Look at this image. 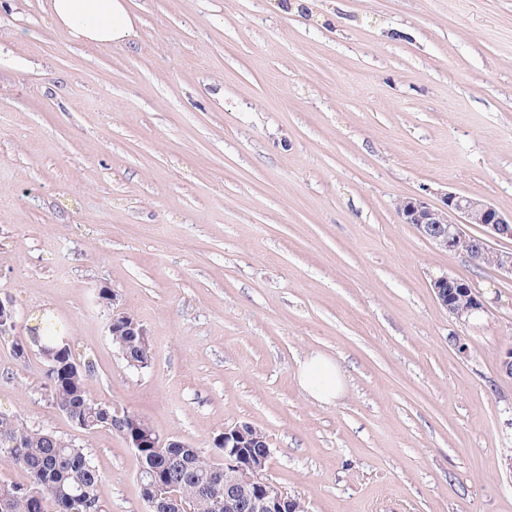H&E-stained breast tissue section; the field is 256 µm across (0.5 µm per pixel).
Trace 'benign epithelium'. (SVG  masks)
Segmentation results:
<instances>
[{"mask_svg": "<svg viewBox=\"0 0 512 512\" xmlns=\"http://www.w3.org/2000/svg\"><path fill=\"white\" fill-rule=\"evenodd\" d=\"M401 223L412 225L418 234L439 249L450 254H465L485 260L497 271L512 277V251L493 247V240H512V214L499 211L491 202L468 194L447 192L435 205L422 195L406 197L396 204ZM466 224L482 227L479 235L464 229ZM439 305L456 318H468L485 309L483 300L472 286L459 276L443 274L431 281ZM104 304L111 309L112 332L121 336L148 335L147 329L119 304L117 293L109 290ZM132 428L144 437L129 442L132 448L153 444L152 429L140 416L128 417ZM247 426L238 424L224 428L214 438V444L224 448V470H234L243 476L239 486L224 485L221 512H286L291 503L288 493L267 477L264 460L253 459L246 451Z\"/></svg>", "mask_w": 512, "mask_h": 512, "instance_id": "1", "label": "benign epithelium"}]
</instances>
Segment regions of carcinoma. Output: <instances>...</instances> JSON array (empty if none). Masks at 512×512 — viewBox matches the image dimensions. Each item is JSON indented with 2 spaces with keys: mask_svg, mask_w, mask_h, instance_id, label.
Listing matches in <instances>:
<instances>
[{
  "mask_svg": "<svg viewBox=\"0 0 512 512\" xmlns=\"http://www.w3.org/2000/svg\"><path fill=\"white\" fill-rule=\"evenodd\" d=\"M27 347L45 362L48 400L76 426H112L123 418L112 406L92 396L94 366L84 356L60 349L54 329L34 332ZM121 359L132 368L151 365V346L129 336H111ZM142 496L156 512H217L224 501V481L240 475L224 472L198 448H136ZM0 457L26 475L23 483L0 479V512H105L99 496L103 475L84 449L54 433L28 427L16 415L0 413Z\"/></svg>",
  "mask_w": 512,
  "mask_h": 512,
  "instance_id": "obj_1",
  "label": "carcinoma"
}]
</instances>
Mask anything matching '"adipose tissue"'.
Returning a JSON list of instances; mask_svg holds the SVG:
<instances>
[{
  "label": "adipose tissue",
  "instance_id": "adipose-tissue-1",
  "mask_svg": "<svg viewBox=\"0 0 512 512\" xmlns=\"http://www.w3.org/2000/svg\"><path fill=\"white\" fill-rule=\"evenodd\" d=\"M56 25L71 38L90 45L127 42L135 31L130 0H48ZM299 385L314 400L329 404L344 387L341 370L332 358L313 354L299 365Z\"/></svg>",
  "mask_w": 512,
  "mask_h": 512
}]
</instances>
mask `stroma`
Instances as JSON below:
<instances>
[{
  "mask_svg": "<svg viewBox=\"0 0 512 512\" xmlns=\"http://www.w3.org/2000/svg\"><path fill=\"white\" fill-rule=\"evenodd\" d=\"M289 2L130 0L134 35L96 47L47 0H0V298L160 437L262 430L308 512H512V278L395 210L512 213V0ZM446 273L485 311L440 307ZM103 285L150 369L114 350ZM312 353L342 369L333 403L299 386ZM0 411L84 448L106 512H146L126 440L72 424L1 338ZM431 288L439 305L457 319L469 318L485 309L481 297L473 291L472 286L465 279L459 276L443 274L431 281ZM457 292L463 293L464 297H467L468 302L463 307H458L455 304Z\"/></svg>",
  "mask_w": 512,
  "mask_h": 512,
  "instance_id": "stroma-1",
  "label": "stroma"
}]
</instances>
